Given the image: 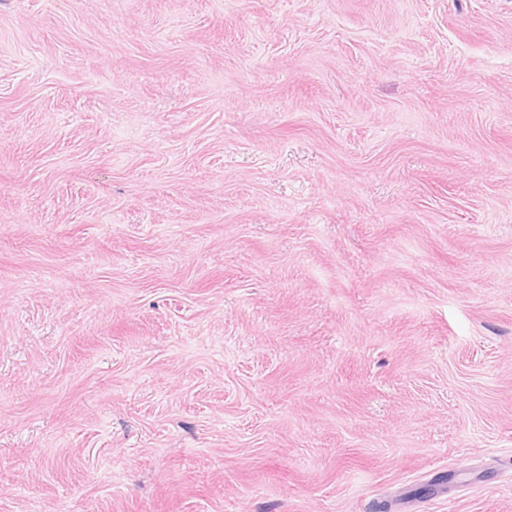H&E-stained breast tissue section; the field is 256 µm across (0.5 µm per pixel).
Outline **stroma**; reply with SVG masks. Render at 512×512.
<instances>
[{
	"mask_svg": "<svg viewBox=\"0 0 512 512\" xmlns=\"http://www.w3.org/2000/svg\"><path fill=\"white\" fill-rule=\"evenodd\" d=\"M0 512H512V0H0Z\"/></svg>",
	"mask_w": 512,
	"mask_h": 512,
	"instance_id": "1",
	"label": "stroma"
}]
</instances>
